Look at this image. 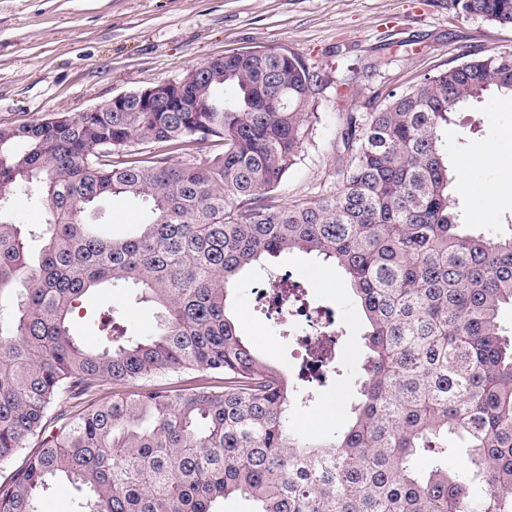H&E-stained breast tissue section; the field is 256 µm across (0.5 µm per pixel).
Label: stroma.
<instances>
[{"instance_id":"obj_1","label":"stroma","mask_w":512,"mask_h":512,"mask_svg":"<svg viewBox=\"0 0 512 512\" xmlns=\"http://www.w3.org/2000/svg\"><path fill=\"white\" fill-rule=\"evenodd\" d=\"M276 48L294 54L317 77L310 122L296 164L274 192L288 205L332 195L350 156L336 138L347 113L372 111L389 92L472 58L512 51V26L463 15L452 0H0V125L72 115L114 96L177 80L205 61L233 52ZM512 97L492 93L457 112L448 126L452 194L463 223L512 224ZM490 188L483 212L474 197ZM325 278H317V271ZM290 274L313 302L334 309L343 335L339 362L365 356L364 317L339 268L301 252L243 273L232 300L235 321L262 360L296 375L303 354L277 330L257 300L269 273ZM128 307V335L150 333L159 310L132 288L93 290L71 320L81 343H98L99 313ZM356 391L332 378L292 416L295 431L330 432L346 419Z\"/></svg>"}]
</instances>
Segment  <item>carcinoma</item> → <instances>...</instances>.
<instances>
[{
    "mask_svg": "<svg viewBox=\"0 0 512 512\" xmlns=\"http://www.w3.org/2000/svg\"><path fill=\"white\" fill-rule=\"evenodd\" d=\"M454 3L512 26V0ZM192 72L200 112L0 126V467L41 447L0 483V512H41L61 479L74 512H222L230 496L252 512H512V225L460 223L446 141L459 107L512 94V52L348 114L342 189L287 206L270 194L305 139L310 68L267 49ZM209 142L223 153L197 159ZM136 144L187 160H112ZM33 185L39 234L15 207ZM116 195L147 204L123 237L101 220ZM294 251L341 268L366 317L359 401L319 436L289 425L315 381L261 360L229 312L244 270ZM102 287L139 289L158 328L117 335L113 307L101 348L80 344L70 317ZM184 374L195 383L159 381Z\"/></svg>",
    "mask_w": 512,
    "mask_h": 512,
    "instance_id": "cac0c4a2",
    "label": "carcinoma"
}]
</instances>
